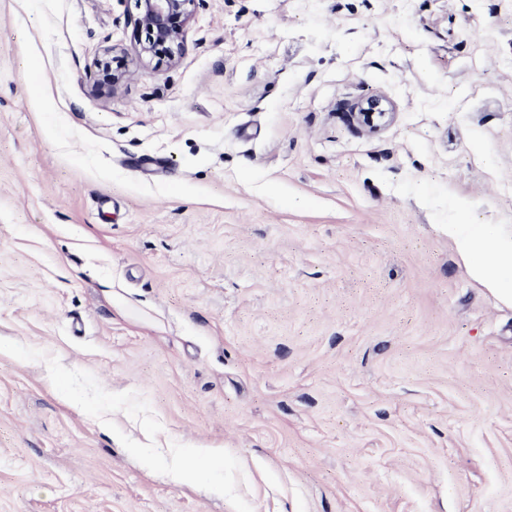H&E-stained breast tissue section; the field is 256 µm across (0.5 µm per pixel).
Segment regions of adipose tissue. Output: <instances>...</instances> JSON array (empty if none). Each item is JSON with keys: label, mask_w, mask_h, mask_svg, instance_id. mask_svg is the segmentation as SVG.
Segmentation results:
<instances>
[{"label": "adipose tissue", "mask_w": 512, "mask_h": 512, "mask_svg": "<svg viewBox=\"0 0 512 512\" xmlns=\"http://www.w3.org/2000/svg\"><path fill=\"white\" fill-rule=\"evenodd\" d=\"M448 235L471 276L500 302L512 306V237L465 224H452Z\"/></svg>", "instance_id": "1"}]
</instances>
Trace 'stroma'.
<instances>
[{
	"instance_id": "1",
	"label": "stroma",
	"mask_w": 512,
	"mask_h": 512,
	"mask_svg": "<svg viewBox=\"0 0 512 512\" xmlns=\"http://www.w3.org/2000/svg\"><path fill=\"white\" fill-rule=\"evenodd\" d=\"M137 15L0 0V512H512V0ZM196 0H138L139 13L135 25L146 32L139 56L172 57L173 46H179L192 17ZM356 114L357 119L370 130L379 129L390 114L382 98H371L359 104ZM468 226L449 224L448 237L454 240L471 276L500 302L512 306V237ZM478 256L485 260L477 261ZM218 448H194L191 457L180 455L175 457L169 468L170 478L177 483H184L185 476L193 463V460L210 459L220 455Z\"/></svg>"
}]
</instances>
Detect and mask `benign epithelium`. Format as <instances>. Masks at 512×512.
I'll return each instance as SVG.
<instances>
[{
    "label": "benign epithelium",
    "mask_w": 512,
    "mask_h": 512,
    "mask_svg": "<svg viewBox=\"0 0 512 512\" xmlns=\"http://www.w3.org/2000/svg\"><path fill=\"white\" fill-rule=\"evenodd\" d=\"M196 0H138L135 25L146 32L138 55L174 58L173 46L182 43ZM389 115L384 100L371 98L357 107V119L370 130L379 129Z\"/></svg>",
    "instance_id": "1"
}]
</instances>
